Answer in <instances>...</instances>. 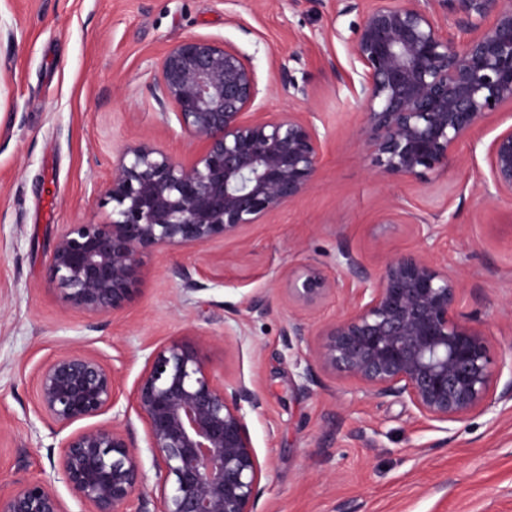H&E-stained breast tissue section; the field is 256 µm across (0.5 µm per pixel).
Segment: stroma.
<instances>
[{"label": "stroma", "instance_id": "obj_1", "mask_svg": "<svg viewBox=\"0 0 512 512\" xmlns=\"http://www.w3.org/2000/svg\"><path fill=\"white\" fill-rule=\"evenodd\" d=\"M350 23L330 0H0V485L58 467L61 439L33 415L41 364L75 347L100 354L120 372L124 406L152 350L201 338L216 382L245 379L264 399L248 417L263 466L258 512H512V403L443 429L339 378L322 376L310 396L295 388L284 327L341 315L349 284L300 307L288 269L335 277L342 246L372 271L422 250L411 225L380 223L388 201L452 225L432 256L459 274L461 314L495 352L512 350V203L480 193L495 131L482 129L447 174L379 180L359 135L352 44L336 36ZM195 35L248 56L268 87L261 111L314 114L328 134L315 182L239 238L145 256L123 312L66 309L45 281L55 239L63 225L109 221L103 188L120 149L147 136L184 160L197 151L155 89L166 51ZM284 69L308 99L283 88ZM178 268L199 290L184 292ZM255 296L266 314L249 312Z\"/></svg>", "mask_w": 512, "mask_h": 512}]
</instances>
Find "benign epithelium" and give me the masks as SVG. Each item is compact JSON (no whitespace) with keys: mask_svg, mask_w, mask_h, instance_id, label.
I'll return each mask as SVG.
<instances>
[{"mask_svg":"<svg viewBox=\"0 0 512 512\" xmlns=\"http://www.w3.org/2000/svg\"><path fill=\"white\" fill-rule=\"evenodd\" d=\"M336 0L352 24L358 63L361 136L375 176L410 180L446 173L458 145L504 102H512V0ZM478 34L458 44L448 20ZM162 103L201 145L189 161L153 140L125 145L104 187V224H67L56 238L47 284L67 309L122 312L144 256L238 238L299 198L314 182L324 136L313 116L260 112L266 89L248 57L224 40L190 36L165 53L156 79ZM485 194L512 202V126L487 147ZM384 224H412L433 247L448 224H418L403 207L382 209ZM353 282L349 310L328 321L304 363L297 390L311 394L320 375L346 380L372 399L405 401L414 415L463 422L512 402V360L494 356L485 331L460 314L457 274L428 251L389 258L375 270L346 248L336 277L302 265L288 272V300L312 307ZM310 327L288 322L285 344L308 341ZM204 343L174 338L152 351L131 407L143 422L155 492L133 449L129 427L90 425L67 435L60 469L72 498L90 512H257L262 465L248 415L263 397L243 380L218 384ZM509 377L502 379L503 371ZM118 370L74 348L37 371L36 414L58 430L114 409ZM154 510H149V507ZM0 512H67L49 481L0 489Z\"/></svg>","mask_w":512,"mask_h":512,"instance_id":"1","label":"benign epithelium"}]
</instances>
